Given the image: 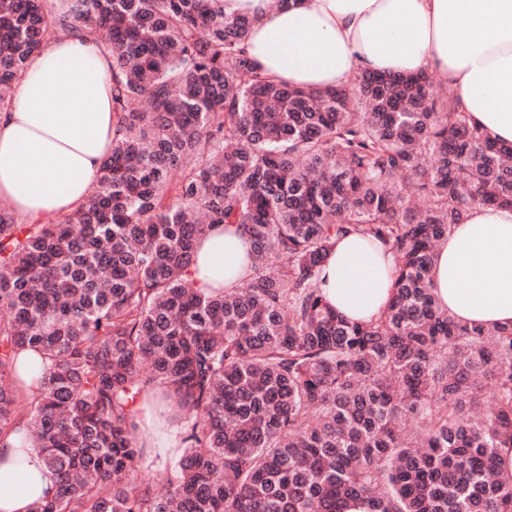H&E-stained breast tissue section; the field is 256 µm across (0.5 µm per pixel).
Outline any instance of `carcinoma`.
<instances>
[{
  "mask_svg": "<svg viewBox=\"0 0 512 512\" xmlns=\"http://www.w3.org/2000/svg\"><path fill=\"white\" fill-rule=\"evenodd\" d=\"M250 28L223 0H0V87L58 31L105 29L112 57L88 201L46 224L0 206V441L57 477L30 512H512V327L454 321L431 280L471 209L512 206V147L427 73L272 81ZM214 224L243 226L252 274L206 293ZM351 232L395 259L370 322L317 284ZM158 388L177 454L144 444Z\"/></svg>",
  "mask_w": 512,
  "mask_h": 512,
  "instance_id": "1",
  "label": "carcinoma"
}]
</instances>
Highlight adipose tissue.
Segmentation results:
<instances>
[{
	"label": "adipose tissue",
	"instance_id": "obj_1",
	"mask_svg": "<svg viewBox=\"0 0 512 512\" xmlns=\"http://www.w3.org/2000/svg\"><path fill=\"white\" fill-rule=\"evenodd\" d=\"M224 0L228 17L254 24L249 56L278 81L334 88L362 70L429 73L472 122L512 145V0ZM112 151V57L93 35L58 32L28 60L0 109V198L25 222L64 217L85 203ZM249 237L219 226L202 240L200 287L247 279ZM394 262L351 233L321 273L329 304L367 321L387 305ZM434 295L456 320L512 326V207H478L439 250ZM55 490L36 449L0 444V512H28Z\"/></svg>",
	"mask_w": 512,
	"mask_h": 512
}]
</instances>
